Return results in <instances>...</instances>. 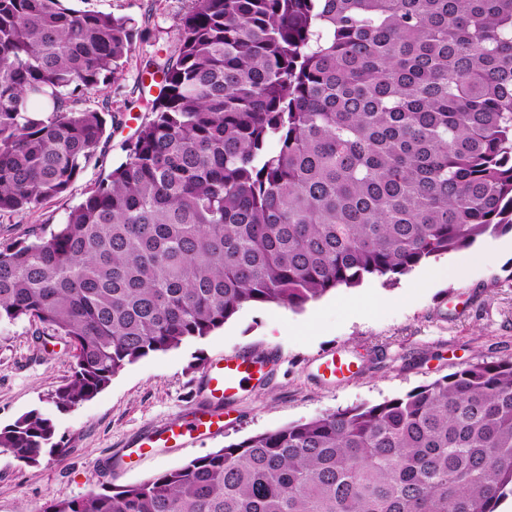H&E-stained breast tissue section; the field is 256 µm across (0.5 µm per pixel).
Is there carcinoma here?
I'll return each mask as SVG.
<instances>
[{"instance_id":"cac0c4a2","label":"carcinoma","mask_w":512,"mask_h":512,"mask_svg":"<svg viewBox=\"0 0 512 512\" xmlns=\"http://www.w3.org/2000/svg\"><path fill=\"white\" fill-rule=\"evenodd\" d=\"M129 18L0 0V217L65 194L112 113ZM151 117L61 227L0 243V322L74 347L64 411L247 306L301 309L512 232V0H192ZM38 409L0 429L36 466ZM512 356L40 512H496Z\"/></svg>"}]
</instances>
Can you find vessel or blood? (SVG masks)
<instances>
[{"mask_svg": "<svg viewBox=\"0 0 512 512\" xmlns=\"http://www.w3.org/2000/svg\"><path fill=\"white\" fill-rule=\"evenodd\" d=\"M270 364V358H258L247 353L211 364L205 376L212 410H193L189 421L174 422L145 433L136 444L137 452L145 453L149 449L170 443L182 445L220 430L224 422L222 404L233 400L245 384L264 379Z\"/></svg>", "mask_w": 512, "mask_h": 512, "instance_id": "obj_1", "label": "vessel or blood"}]
</instances>
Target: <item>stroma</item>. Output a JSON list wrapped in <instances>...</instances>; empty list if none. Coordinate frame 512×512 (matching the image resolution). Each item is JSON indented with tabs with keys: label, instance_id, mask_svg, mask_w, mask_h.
Returning <instances> with one entry per match:
<instances>
[{
	"label": "stroma",
	"instance_id": "obj_1",
	"mask_svg": "<svg viewBox=\"0 0 512 512\" xmlns=\"http://www.w3.org/2000/svg\"><path fill=\"white\" fill-rule=\"evenodd\" d=\"M70 8L131 18L141 32L121 79L92 96L90 108L116 117L101 149L104 165H88L64 195L39 208L0 218V242L24 239L30 227L50 231L98 180L124 161L125 145L149 115L141 90L148 60L175 49L174 30L191 0H68ZM248 350L276 360L266 382L224 406V427L145 456L128 449L146 431L184 420L205 394V368ZM356 361L344 379L325 371L332 356ZM512 355V232L479 238L390 280L338 288L303 309H241L208 337L146 356L113 377L92 400L66 411L50 396L73 371L66 337H36L25 321L0 325V428L24 413L51 414L63 454L34 467L0 453V512H40L102 487L139 483L224 445L338 409L374 405L455 372L478 359Z\"/></svg>",
	"mask_w": 512,
	"mask_h": 512
}]
</instances>
